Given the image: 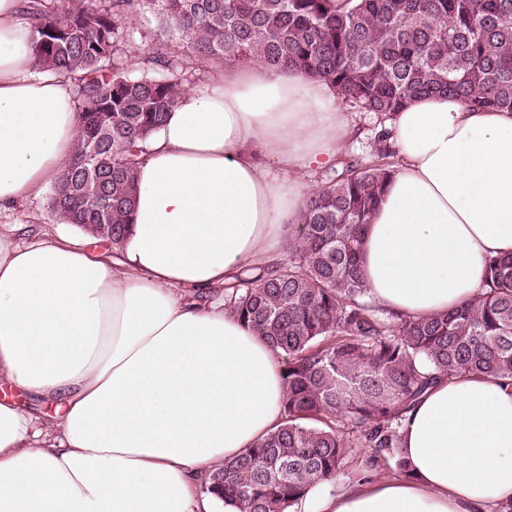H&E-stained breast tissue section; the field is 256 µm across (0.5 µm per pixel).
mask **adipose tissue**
Segmentation results:
<instances>
[{
	"instance_id": "1",
	"label": "adipose tissue",
	"mask_w": 512,
	"mask_h": 512,
	"mask_svg": "<svg viewBox=\"0 0 512 512\" xmlns=\"http://www.w3.org/2000/svg\"><path fill=\"white\" fill-rule=\"evenodd\" d=\"M20 0H0V207L71 157L69 86L33 72ZM399 163L368 224L374 304L413 317L477 293L512 256V111L421 96L387 123ZM350 135L324 81L261 62L187 88L136 165L120 248L0 232V512H210L198 483L281 421L284 367L197 290L280 260L288 226ZM407 478L312 485L293 512H496L512 502V377L459 376L402 420ZM5 397L9 399H14L21 406H23L24 408L28 409V411H31L36 415L42 416L43 414H46L50 417H54L55 415V410L53 407L45 406L37 400L22 396L18 392H16L15 390L11 389L6 385H0V399Z\"/></svg>"
}]
</instances>
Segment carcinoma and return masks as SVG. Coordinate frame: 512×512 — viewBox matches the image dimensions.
<instances>
[{
    "label": "carcinoma",
    "instance_id": "carcinoma-1",
    "mask_svg": "<svg viewBox=\"0 0 512 512\" xmlns=\"http://www.w3.org/2000/svg\"><path fill=\"white\" fill-rule=\"evenodd\" d=\"M148 11L178 33L181 53H126V23ZM21 15L35 69L70 79L80 119L48 207L114 248L130 224L136 157L197 70L290 67L381 124L430 93L512 110V0H21ZM371 151L378 161L347 157L322 176L282 260L210 291L284 364L280 424L204 485L237 512H287L344 473L356 448L369 452L364 477L390 459L405 475L402 417L434 383L512 376V258H489L481 292L445 314L386 315L368 302L362 236L394 172L385 127Z\"/></svg>",
    "mask_w": 512,
    "mask_h": 512
}]
</instances>
